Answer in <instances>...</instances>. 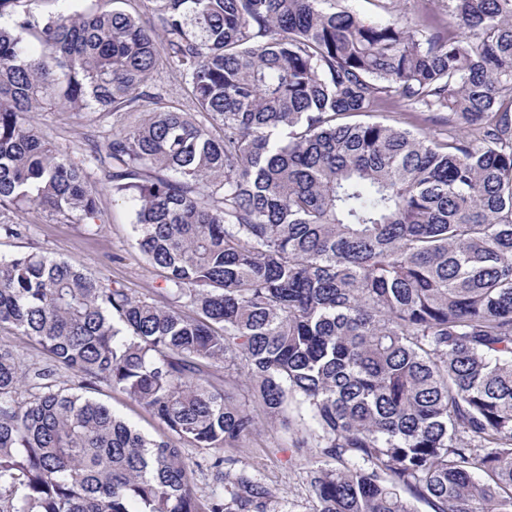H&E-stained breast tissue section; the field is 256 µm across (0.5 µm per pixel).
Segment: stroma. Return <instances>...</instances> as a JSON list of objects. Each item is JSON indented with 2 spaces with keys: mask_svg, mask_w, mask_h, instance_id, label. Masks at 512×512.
Listing matches in <instances>:
<instances>
[{
  "mask_svg": "<svg viewBox=\"0 0 512 512\" xmlns=\"http://www.w3.org/2000/svg\"><path fill=\"white\" fill-rule=\"evenodd\" d=\"M36 122L49 140L77 157L82 153L86 137L105 141L112 131L113 119L99 112H41ZM104 203L107 220L101 229L90 230L81 224L44 215L29 225L22 237L0 238V255L38 252L122 285L133 295L158 294L164 281L134 245L131 207L123 199L109 195ZM99 398L142 434L151 436L161 432L159 421L120 390H103ZM250 448L254 462L281 497L305 502V461L293 454L288 433L281 427L260 423L250 439Z\"/></svg>",
  "mask_w": 512,
  "mask_h": 512,
  "instance_id": "35a3bbf8",
  "label": "stroma"
}]
</instances>
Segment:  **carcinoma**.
Segmentation results:
<instances>
[{
    "label": "carcinoma",
    "instance_id": "cac0c4a2",
    "mask_svg": "<svg viewBox=\"0 0 512 512\" xmlns=\"http://www.w3.org/2000/svg\"><path fill=\"white\" fill-rule=\"evenodd\" d=\"M26 2L0 0V237L43 213L97 229L110 192L165 287L0 257V328L43 355L0 344V512H287L250 462L243 373L305 456L308 512H512V0L417 24ZM164 68L195 112L146 91ZM403 102L448 140L355 120ZM85 111L139 116L78 161L34 126ZM96 397L122 415L144 435H155L163 430L159 421L118 389H104L100 394H96Z\"/></svg>",
    "mask_w": 512,
    "mask_h": 512
}]
</instances>
